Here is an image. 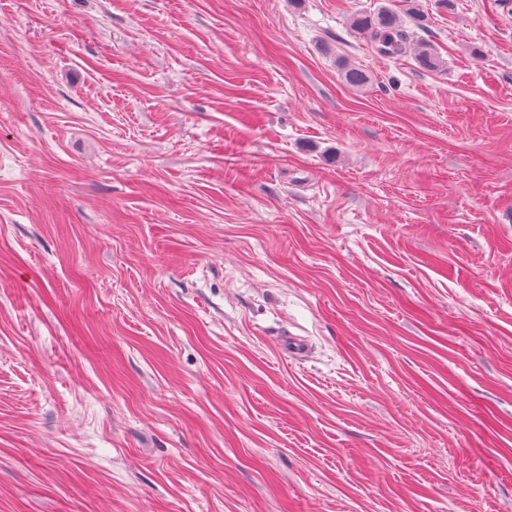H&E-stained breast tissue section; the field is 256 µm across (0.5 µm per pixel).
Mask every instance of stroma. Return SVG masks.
<instances>
[{"label":"stroma","mask_w":512,"mask_h":512,"mask_svg":"<svg viewBox=\"0 0 512 512\" xmlns=\"http://www.w3.org/2000/svg\"><path fill=\"white\" fill-rule=\"evenodd\" d=\"M392 3L0 0V512H512V0ZM349 27L357 33H366L383 55H399L407 49V38L401 28L398 13L389 7L375 13H354Z\"/></svg>","instance_id":"stroma-1"}]
</instances>
